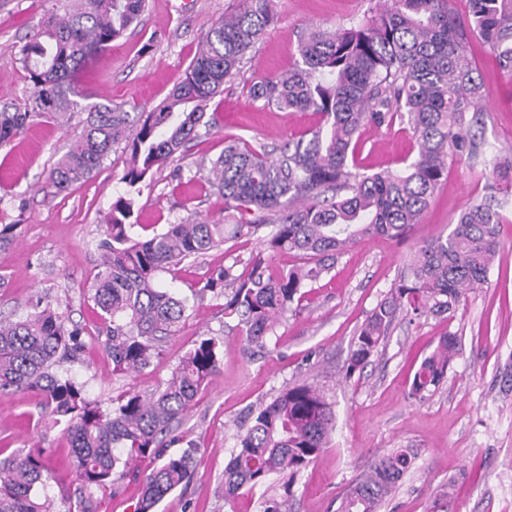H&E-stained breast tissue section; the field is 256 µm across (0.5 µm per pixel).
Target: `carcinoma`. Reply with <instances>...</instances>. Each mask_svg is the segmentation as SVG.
<instances>
[{"label":"carcinoma","mask_w":512,"mask_h":512,"mask_svg":"<svg viewBox=\"0 0 512 512\" xmlns=\"http://www.w3.org/2000/svg\"><path fill=\"white\" fill-rule=\"evenodd\" d=\"M241 2L202 36L184 76L146 115L82 104L73 84L98 52L140 22L146 0H71L18 50L31 90L23 105L0 109V147L37 119L87 113L49 172L58 193L91 178L114 147L124 145L130 156L123 176L127 196L104 216L98 271L88 285L115 374L149 367L185 318L186 301L157 286L159 273L271 224L265 250L252 257L247 273L220 267L197 289L200 295L224 296V315L238 319L249 344L264 347L304 288L328 273L351 244L375 236L403 238L419 223L452 162L479 152L470 127L483 83L468 57L470 41H480L512 72V0H468L464 18L453 14L448 0H392L348 28L311 29L299 41L294 67L250 85L248 93L267 106L319 113L323 123L270 150L225 137L224 151L205 165L210 190L224 200V223L185 220L135 238L132 194L199 138L200 128L208 133L216 127V118L204 120L205 107L225 83L240 77L246 55L274 20L273 0ZM396 118L413 130L415 157L399 172L353 170L362 129L388 126ZM479 179L485 181V197L460 213L449 234L411 257L399 283L361 325L347 377L378 351L398 313L447 317L469 290L486 282L500 250L503 210L512 202V153L491 154ZM266 250L297 252L306 262L275 271ZM84 346L82 331L67 328L49 305L0 319V392L39 393L53 424L62 427L78 480L68 512H94L95 494L127 476L142 484L136 512H154L195 465L194 445L170 455L167 449L181 441L174 434L177 425L219 371L222 345L213 337L201 339L166 382L148 394L125 391L107 409L87 400L82 387L58 371ZM457 352L453 335L441 337L414 373L411 395L423 399L435 391ZM251 421L224 470L226 499L273 474H299L326 447L334 413L322 393L299 384L259 404ZM416 455L413 448L379 453L349 487L341 512H380ZM145 460L150 466L142 470L138 463ZM47 471L39 451L0 461V512H55L44 493Z\"/></svg>","instance_id":"cac0c4a2"}]
</instances>
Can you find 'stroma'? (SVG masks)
<instances>
[{
  "instance_id": "obj_1",
  "label": "stroma",
  "mask_w": 512,
  "mask_h": 512,
  "mask_svg": "<svg viewBox=\"0 0 512 512\" xmlns=\"http://www.w3.org/2000/svg\"><path fill=\"white\" fill-rule=\"evenodd\" d=\"M384 0H273V24L248 55L242 79L225 85L208 104L218 126L187 144L173 163L155 171L135 198L134 234L144 237L187 218L224 220V202L209 194L201 160L217 157L224 138L238 135L272 147L320 120L313 112L278 110L252 101L249 85L293 67L309 27L333 31L362 20ZM238 0H147L142 22L96 55L75 78L93 103L129 112L153 111L192 61L200 38ZM61 0H0V106L23 104L26 70L16 58L27 36L59 10ZM484 84L474 132L484 150L512 151V73L479 44L470 47ZM83 113L66 121L43 118L0 148V226L15 225L12 246L0 251V315L30 311L37 301L63 312L82 329L84 350L64 368L85 397L109 405L127 391L148 392L164 382L179 359L202 338L223 341L219 372L202 388L179 430L198 447L187 486L168 495L158 512H262L264 497L285 500V512H339L351 483L376 454L390 448L418 451L415 469L385 502L382 512H512V208L500 226V252L487 281L470 292L450 317L398 315L386 341L363 371L346 377L349 351L362 323L406 268L410 256L448 234L461 211L485 195L475 169L480 159L451 164L420 224L401 240L365 238L308 287L265 348L251 346L225 317L223 298L191 301L186 319L161 347L159 358L134 376L112 372L97 338L99 319L87 285L97 271L103 216L127 186L128 155L116 148L88 181L63 193L48 173L80 130ZM408 124L365 126L357 163L362 171H398L416 153ZM267 229L213 249L161 273L160 287L179 295L204 284L215 267L244 271ZM452 334L460 353L430 396L410 394L413 374L439 338ZM310 383L322 390L335 414V429L317 461L291 489L279 479L224 497V469L238 447V427L260 401L285 387ZM39 450L52 462L46 492L56 512H66L78 485L60 428L28 391L0 392V459ZM456 481L453 498L443 489Z\"/></svg>"
}]
</instances>
